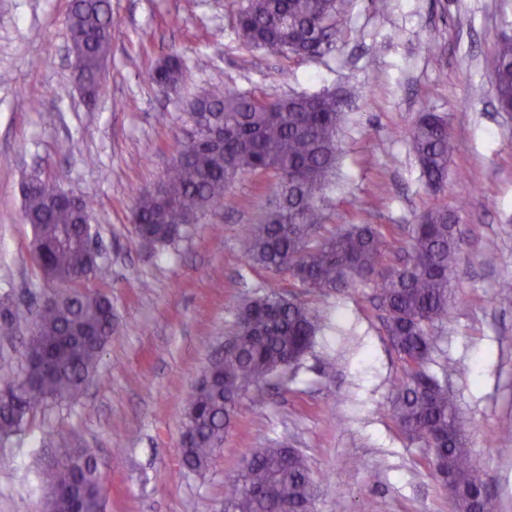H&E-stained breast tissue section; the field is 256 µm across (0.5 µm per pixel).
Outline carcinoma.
Wrapping results in <instances>:
<instances>
[{
  "label": "carcinoma",
  "mask_w": 512,
  "mask_h": 512,
  "mask_svg": "<svg viewBox=\"0 0 512 512\" xmlns=\"http://www.w3.org/2000/svg\"><path fill=\"white\" fill-rule=\"evenodd\" d=\"M349 0H242L237 30L244 44L282 56L321 53L336 19ZM109 0H72L70 51L85 97L97 100L101 64L112 40ZM492 86L501 110L512 108V38L498 40ZM177 54L151 67L148 78L173 87L185 77ZM343 103L333 94L271 99L214 85L196 95L188 118L204 119L219 130L224 144L178 141L171 166L162 176L160 194H139L130 221L140 237L164 246L224 201L229 186L245 174L277 178L280 207L270 210L244 241V257L272 272H287L304 288L341 291L371 281L386 313L392 344L410 369L391 405L401 429L430 448L437 475L457 505L468 512L464 492L482 484L467 447L466 421L448 387L426 372L436 337L434 323L448 317L458 275L460 236L453 212L428 210L412 228L405 259L388 264L394 253L390 234L371 224H352L314 245L321 224L320 206L333 184L338 154L337 132ZM422 177L434 191L448 179V159L456 144L448 121L424 113L407 133ZM23 217L34 235L30 253L41 274L67 291L43 305L29 327L25 371L0 379V395L13 408L0 413V435L23 431L33 411L49 401L72 400L96 376L102 354L116 330L112 304L102 293L81 289L91 277L106 278L110 269L92 255L80 226L90 217L89 204H73L56 181L41 180L22 191ZM25 314L0 303V341L11 342L23 329ZM322 323L317 309L270 291L242 303L220 373L188 395L185 426L190 439L182 447V467L196 475L210 467L224 435L239 414L242 400L258 392L274 374L299 361L312 347ZM56 496L50 512H102V476L96 450L64 453L51 475ZM224 512H271L289 506L306 510L313 482L306 457L286 446L256 448L248 469L225 479Z\"/></svg>",
  "instance_id": "obj_1"
}]
</instances>
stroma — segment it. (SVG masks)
Wrapping results in <instances>:
<instances>
[{"label": "stroma", "instance_id": "35a3bbf8", "mask_svg": "<svg viewBox=\"0 0 512 512\" xmlns=\"http://www.w3.org/2000/svg\"><path fill=\"white\" fill-rule=\"evenodd\" d=\"M112 53L96 104L75 85L67 28L71 0H0V298L36 309L60 293L29 257L22 184L62 177L91 204L112 268L86 290L112 303L117 330L97 376L74 402L36 409L0 439V512H43L48 474L66 447L98 451L103 512H224V478L252 449L285 443L308 459L311 512H455L424 444L399 429L390 405L407 379L373 283L310 292L288 273L251 266L242 241L271 207L273 175L241 176L224 202L169 246L141 242L128 220L176 154L190 101L222 84L272 98L343 97L336 185L318 237L348 224L393 227L405 249L420 216L456 211L462 238L456 302L426 370L453 395L496 512H512V117L490 75L495 45L512 36V0H353L333 44L313 57L244 46L239 0H110ZM187 63L163 89L146 73L169 53ZM448 121L458 145L448 183L433 192L407 133L423 113ZM323 316L315 345L244 401L208 472L181 465L184 408L231 335L244 299L268 290Z\"/></svg>", "mask_w": 512, "mask_h": 512}]
</instances>
